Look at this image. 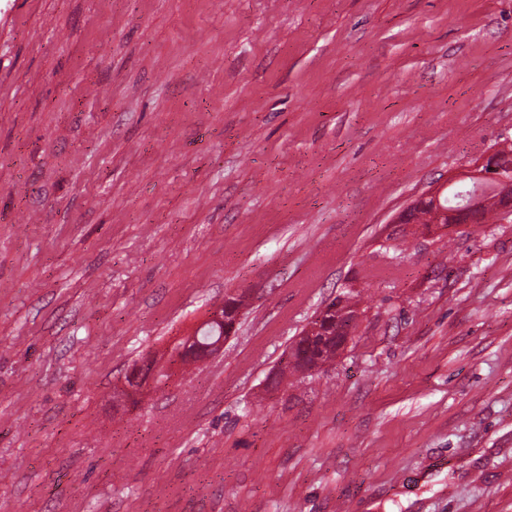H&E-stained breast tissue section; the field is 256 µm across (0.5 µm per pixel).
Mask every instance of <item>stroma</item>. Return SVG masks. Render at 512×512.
Returning <instances> with one entry per match:
<instances>
[{
	"label": "stroma",
	"mask_w": 512,
	"mask_h": 512,
	"mask_svg": "<svg viewBox=\"0 0 512 512\" xmlns=\"http://www.w3.org/2000/svg\"><path fill=\"white\" fill-rule=\"evenodd\" d=\"M510 145L512 0H0V512H512V221H394ZM359 292L346 290L330 301L325 306V316L318 332H304L299 340L291 348V360L287 369L293 374L305 372L318 368L325 364L330 358L335 357L337 352L348 340V335L343 331L346 323L340 312L345 309L357 310L355 299ZM353 302V306L350 304ZM244 304V300L240 298H236L233 296H229L224 299V307L223 305L216 308L210 313L209 319L219 316L221 312V308L223 307L224 313V322L222 324L215 323L206 325L204 328L200 329L197 332V342L193 345L198 348L203 353H206L208 347L214 344L217 340L220 339L221 336L228 337L226 333H229L233 329L234 317L232 316L234 311L241 307ZM227 329V330H226Z\"/></svg>",
	"instance_id": "obj_1"
}]
</instances>
